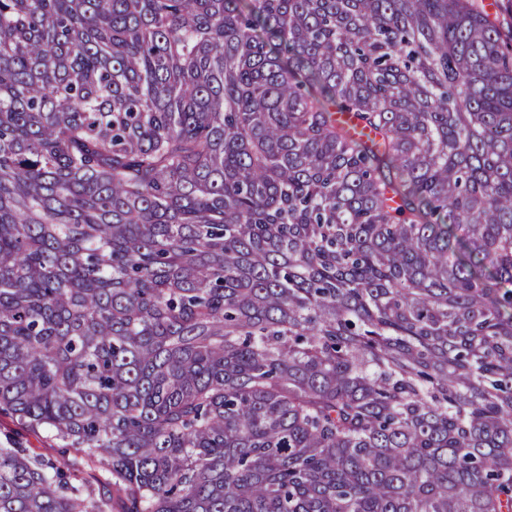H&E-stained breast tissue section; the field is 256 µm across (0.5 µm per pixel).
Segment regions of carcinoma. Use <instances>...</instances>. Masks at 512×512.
Masks as SVG:
<instances>
[{"instance_id":"obj_1","label":"carcinoma","mask_w":512,"mask_h":512,"mask_svg":"<svg viewBox=\"0 0 512 512\" xmlns=\"http://www.w3.org/2000/svg\"><path fill=\"white\" fill-rule=\"evenodd\" d=\"M1 410L0 512H512V32L0 0ZM5 436L12 437L24 448H29L31 453L39 454L45 460H54L64 453L70 457L76 455L72 448H60L62 444L49 434L24 429L12 415L0 412V441H5Z\"/></svg>"}]
</instances>
